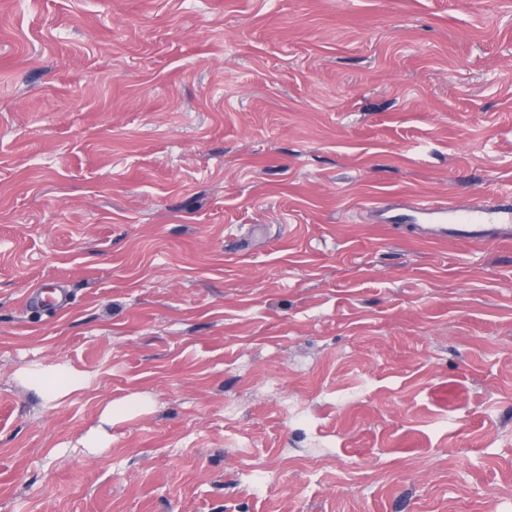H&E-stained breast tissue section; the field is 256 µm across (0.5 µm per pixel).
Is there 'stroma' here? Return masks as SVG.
Segmentation results:
<instances>
[{"label": "stroma", "mask_w": 512, "mask_h": 512, "mask_svg": "<svg viewBox=\"0 0 512 512\" xmlns=\"http://www.w3.org/2000/svg\"><path fill=\"white\" fill-rule=\"evenodd\" d=\"M509 191L512 0H0V512H512V245L379 222ZM45 283H40L26 293L22 298V304L26 308L45 307L53 312L61 311L68 303V292L65 288H44ZM56 292H59L56 294ZM50 293L54 294L51 295ZM22 376L51 400L62 398L84 384L83 378L65 364L32 363Z\"/></svg>", "instance_id": "35a3bbf8"}]
</instances>
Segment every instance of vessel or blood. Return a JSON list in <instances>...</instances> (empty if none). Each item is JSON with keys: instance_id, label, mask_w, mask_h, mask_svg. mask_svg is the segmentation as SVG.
I'll use <instances>...</instances> for the list:
<instances>
[{"instance_id": "obj_1", "label": "vessel or blood", "mask_w": 512, "mask_h": 512, "mask_svg": "<svg viewBox=\"0 0 512 512\" xmlns=\"http://www.w3.org/2000/svg\"><path fill=\"white\" fill-rule=\"evenodd\" d=\"M392 224H428L425 238L430 242L448 240L474 244H502L512 240V194L499 197L491 205L475 204L462 208L456 201L442 198L436 201L412 200L401 212L388 218ZM68 302L67 291L50 293L38 285L22 298L25 307H45L60 311Z\"/></svg>"}]
</instances>
